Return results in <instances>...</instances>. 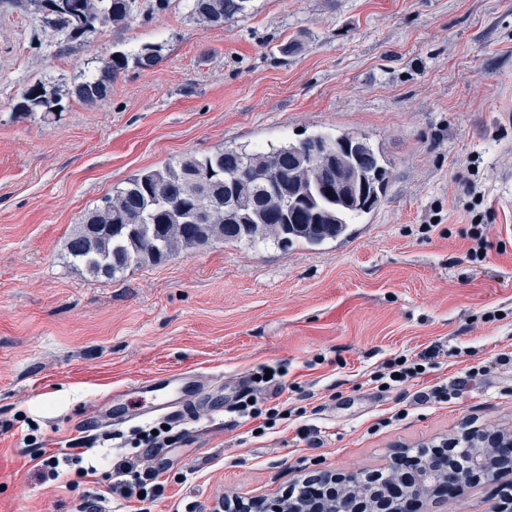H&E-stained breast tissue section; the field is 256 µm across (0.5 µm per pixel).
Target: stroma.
<instances>
[{
  "label": "stroma",
  "mask_w": 512,
  "mask_h": 512,
  "mask_svg": "<svg viewBox=\"0 0 512 512\" xmlns=\"http://www.w3.org/2000/svg\"><path fill=\"white\" fill-rule=\"evenodd\" d=\"M244 18L200 27L186 0L109 27L66 52L30 0L0 6V500L12 512H78L90 483L42 481L47 452L83 437L113 392L198 372L203 401L174 443L152 503L112 494L102 512H218L272 502L320 471L388 472L392 456L472 427L512 432V0H252ZM38 31L42 50L29 48ZM300 42L282 55L280 45ZM161 46L106 101L19 121L42 79L70 82L115 50ZM370 137L390 181L348 236L308 248L215 243L113 278L74 265L80 215L130 176L227 146L302 136ZM492 243L468 261L467 184ZM431 352L425 385L386 386V363ZM478 376L468 377V368ZM263 407L300 417L259 434L234 413L237 380ZM127 392V390H126ZM130 421L102 425L110 461L130 432L162 424L127 392ZM438 512H512V474L467 487Z\"/></svg>",
  "instance_id": "stroma-1"
}]
</instances>
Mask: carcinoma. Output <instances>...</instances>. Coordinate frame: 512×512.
<instances>
[{
  "mask_svg": "<svg viewBox=\"0 0 512 512\" xmlns=\"http://www.w3.org/2000/svg\"><path fill=\"white\" fill-rule=\"evenodd\" d=\"M53 13L42 22L60 36L58 51L73 41L90 40L105 27L125 24L138 10L137 0H50ZM251 0H187L196 23L221 26L249 14ZM161 47L145 44L128 54L114 51L100 66L66 85H29L13 105V116L47 117L64 110V100L95 104L108 99L112 84L129 67L150 69ZM349 141L361 148L362 160L344 156L347 167L365 176L366 196L355 187L342 194L323 188L292 201L288 192L307 188L312 164L299 159L302 144ZM284 189L268 191L265 176L273 166ZM390 181L381 153L368 138L351 133L335 137L313 134L268 151L226 147L210 155H186L162 167L146 169L104 195L84 213L66 240L72 261L95 277H114L132 265L159 264L179 249L273 240L283 247L320 246L346 235L351 221L381 204Z\"/></svg>",
  "mask_w": 512,
  "mask_h": 512,
  "instance_id": "carcinoma-1",
  "label": "carcinoma"
}]
</instances>
